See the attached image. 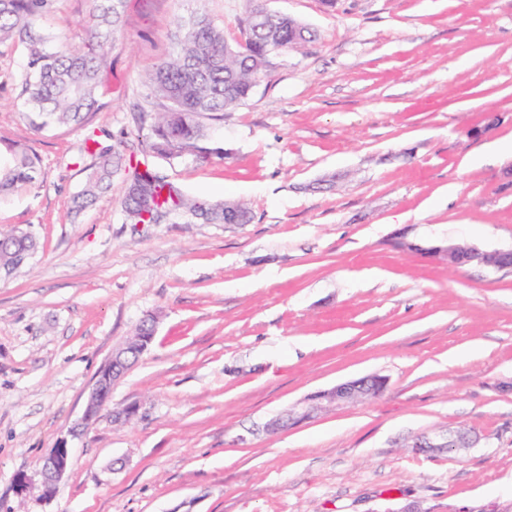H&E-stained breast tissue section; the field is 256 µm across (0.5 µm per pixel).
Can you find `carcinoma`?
<instances>
[{"label": "carcinoma", "mask_w": 512, "mask_h": 512, "mask_svg": "<svg viewBox=\"0 0 512 512\" xmlns=\"http://www.w3.org/2000/svg\"><path fill=\"white\" fill-rule=\"evenodd\" d=\"M82 24L81 46L63 43L49 33L43 20L53 0H0V46L20 44L25 49L20 100L29 123L42 130L50 126H78L99 107L108 47L118 30L124 0H89ZM255 14L245 43L230 46L224 32L202 10L176 27L173 52L154 64L147 82L163 111L155 113L143 140L144 149L121 153L97 138L84 142L81 156L93 163L84 189L72 199V211L92 206L112 187V177L124 172L123 208L131 224H160L184 218L205 224H245L248 207L236 201L210 202L187 196L182 186L151 166L147 156L166 159L225 158L224 148L209 138L200 119L218 120L224 110L244 102L268 67V58L299 50L316 38L315 32L282 13H264L253 2ZM11 160L0 164V200L32 184L38 159L25 148L5 143ZM38 240L29 230L0 235V276H9L36 254Z\"/></svg>", "instance_id": "obj_1"}]
</instances>
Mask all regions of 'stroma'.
<instances>
[{
  "mask_svg": "<svg viewBox=\"0 0 512 512\" xmlns=\"http://www.w3.org/2000/svg\"><path fill=\"white\" fill-rule=\"evenodd\" d=\"M314 42L205 123L229 152L156 159L189 197L240 201L247 224H129L125 183L75 215L74 160L144 134L146 74L179 20L228 42L248 0H125L100 107L35 130L23 46L0 48V138L40 160L0 232L40 247L0 278V512H458L512 500V269L449 266L432 247L512 248V0H268ZM88 0H54L75 45ZM154 340L73 435L97 372L144 320ZM368 401L275 433L308 395L370 375ZM131 424L114 416L129 406ZM464 428V454L415 444ZM67 440L53 498L39 462ZM28 487L18 490L16 478Z\"/></svg>",
  "mask_w": 512,
  "mask_h": 512,
  "instance_id": "1",
  "label": "stroma"
}]
</instances>
